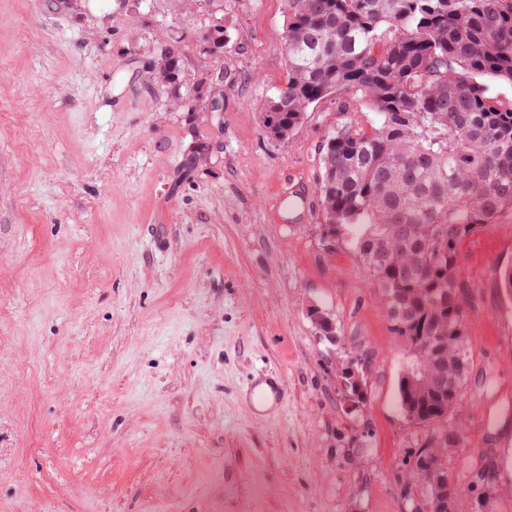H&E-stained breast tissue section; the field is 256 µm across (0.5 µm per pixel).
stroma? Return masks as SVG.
Here are the masks:
<instances>
[{
  "mask_svg": "<svg viewBox=\"0 0 512 512\" xmlns=\"http://www.w3.org/2000/svg\"><path fill=\"white\" fill-rule=\"evenodd\" d=\"M223 26L221 57L200 54ZM285 0H0V512H415L428 428L400 410L407 363L351 245L321 239L318 148L378 117L340 94L290 138L262 107L286 82ZM183 50L180 90L156 81ZM223 111L190 113L202 72ZM221 137L179 187L198 138ZM309 195L301 222L285 202ZM512 220L460 247L476 296L459 443L465 503L494 465L512 507ZM342 340L316 333L307 310ZM368 352L370 402L340 371ZM278 377L283 405L258 409ZM354 365L358 368L360 372H363L365 368L368 369V365L366 364L365 360L358 359L357 357L351 359L342 369H341V378L343 380L344 386L347 389V392L354 396L355 403L358 404V409H363L367 407L370 397H369V391H368V378L365 376L363 377V385L356 387L355 390L353 387L349 384V380L346 376V371L350 365Z\"/></svg>",
  "mask_w": 512,
  "mask_h": 512,
  "instance_id": "1",
  "label": "stroma"
}]
</instances>
